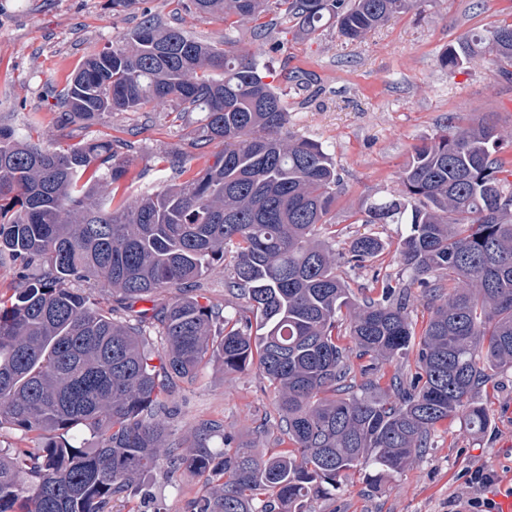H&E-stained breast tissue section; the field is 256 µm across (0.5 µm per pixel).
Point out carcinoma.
Listing matches in <instances>:
<instances>
[{"mask_svg": "<svg viewBox=\"0 0 512 512\" xmlns=\"http://www.w3.org/2000/svg\"><path fill=\"white\" fill-rule=\"evenodd\" d=\"M174 2L229 32L251 24L260 48L244 52L228 35L220 48L145 0H112L140 23L45 101L84 126L112 112H197L190 146L222 145L204 169L117 202L128 141L61 151L34 139L35 112L22 128L0 125V259L19 280L0 291V428L46 439L0 453V512H109L160 465L209 474L192 512H310L351 472L374 488L405 472L449 419L481 437L489 413L477 395L512 368V158L499 155L498 126L441 130L414 148L401 189L365 201L355 222L408 226L397 253L410 280L376 272L357 294L337 268H366L385 244L364 234L336 249L339 173L319 142L288 133L261 62L279 24L313 35L327 20L357 42L424 0ZM486 56L512 67V20L459 38L440 65L453 73ZM218 267L243 301L230 314L189 294ZM172 288L182 295L159 298ZM414 288L430 305L419 332ZM412 349L415 371H381ZM212 359L266 381L277 420L257 434L278 449L235 445L210 418L172 437L161 394ZM75 428L96 434V447L54 440Z\"/></svg>", "mask_w": 512, "mask_h": 512, "instance_id": "obj_1", "label": "carcinoma"}]
</instances>
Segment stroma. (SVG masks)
<instances>
[{"instance_id": "obj_1", "label": "stroma", "mask_w": 512, "mask_h": 512, "mask_svg": "<svg viewBox=\"0 0 512 512\" xmlns=\"http://www.w3.org/2000/svg\"><path fill=\"white\" fill-rule=\"evenodd\" d=\"M509 17L512 0H427L421 10L394 16L357 44L332 27L311 37L282 30L279 48L264 57L273 75L288 70L298 76L283 87L289 132L321 143L342 178L334 217L337 244L366 232L378 235L386 245L383 271L391 279L410 278L394 256L404 226L357 224L353 215L367 198L398 189V174L414 147L448 118H490L512 132V73L490 58L452 74L439 63L448 43ZM138 22L113 11L111 0H0V124L18 127L37 112L47 145L64 147L90 137L127 140L122 195L158 187L161 158L186 154L187 166L196 171L220 150L214 143L203 156L189 155L196 124L171 112H115L90 127L63 128L45 107V89ZM484 401L490 423L481 438L466 433L457 419L439 425L432 448L402 475L377 490L350 475L337 493L314 503L313 512H465L473 497L504 503V491L512 487V369L493 375ZM173 407L175 436H188L196 420L211 418L223 420L241 443L254 440L255 426L273 412L274 401L255 369L228 373L212 360L193 381L182 383ZM480 464L496 471V485L467 484V472ZM141 482L149 492L143 512H188L206 478L185 470L169 476L158 467Z\"/></svg>"}]
</instances>
